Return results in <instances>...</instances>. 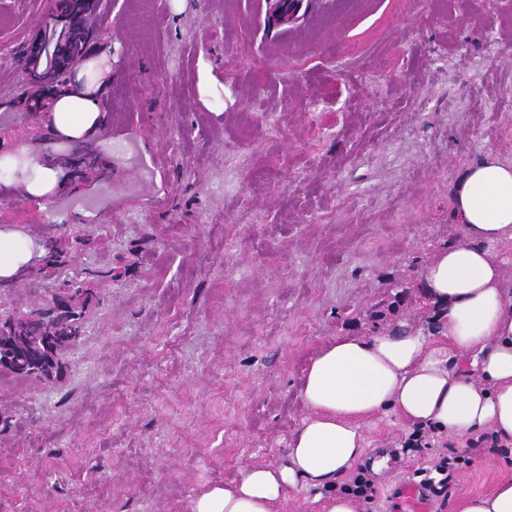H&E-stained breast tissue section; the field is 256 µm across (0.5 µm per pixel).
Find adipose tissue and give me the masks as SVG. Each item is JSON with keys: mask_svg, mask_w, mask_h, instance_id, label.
<instances>
[{"mask_svg": "<svg viewBox=\"0 0 512 512\" xmlns=\"http://www.w3.org/2000/svg\"><path fill=\"white\" fill-rule=\"evenodd\" d=\"M98 96L94 86L60 96L56 132L73 140L92 134L104 119ZM453 213L461 240L422 271L427 296L443 311L447 344L405 324L325 342L304 373L307 415L286 463L245 467L201 493L192 512H276L299 485L321 491L322 512H358L357 500L337 492L336 482L366 457L361 422L388 409L441 433L463 438L488 428L512 443V292L488 250L512 240V164L489 152L470 166L455 185ZM31 259L29 236L0 233V279H14ZM457 512H512V477L488 493L462 496Z\"/></svg>", "mask_w": 512, "mask_h": 512, "instance_id": "adipose-tissue-1", "label": "adipose tissue"}]
</instances>
